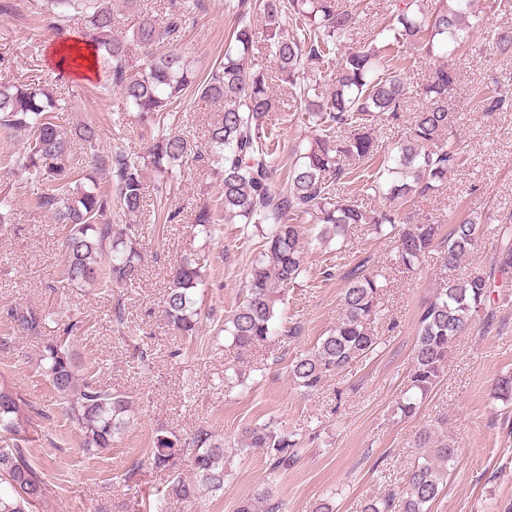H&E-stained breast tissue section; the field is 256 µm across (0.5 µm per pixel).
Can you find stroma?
I'll return each instance as SVG.
<instances>
[{
  "label": "stroma",
  "mask_w": 512,
  "mask_h": 512,
  "mask_svg": "<svg viewBox=\"0 0 512 512\" xmlns=\"http://www.w3.org/2000/svg\"><path fill=\"white\" fill-rule=\"evenodd\" d=\"M14 2L16 13L0 16V82L26 73L32 47L49 46L52 40L32 0ZM225 3L203 0L197 23L181 40L198 76L224 55L233 24ZM454 66L463 93L455 102L452 131L466 141L468 152L447 186L418 203L417 218L445 223L463 209L480 217L485 234L480 249L465 261L471 267L489 261L491 231L512 213V110L473 111L465 92L493 80L512 87V57L490 49L467 51L455 57ZM60 91L68 101L64 122H93L101 149L118 145L139 154L153 135L152 127L123 111L118 93L103 88L99 79L71 77ZM212 113L209 103L190 95L177 108L173 126L201 146ZM1 190L12 198L14 217L0 235V303L50 310L49 337L56 335L58 321L79 317L88 330L73 337L71 346L85 365L96 367L103 385L132 401L130 422L112 451L88 459L36 366L40 340L19 336L10 349L0 348V376L35 409L32 459L53 491L51 512H185L183 503L164 491L172 472L187 473L186 462L171 472L160 470L149 464L147 453L156 431L184 439L201 426L223 441L226 476L223 490L200 494V512H236L239 502L266 489L282 512H315L325 502L332 512H358L362 501L403 486L417 454L416 435L436 427L447 435L455 456L429 512H507L512 507V403L493 396L497 379L512 375V304L501 308L499 322L488 327L475 321L457 338L441 381L413 418L393 411L410 365L418 309L444 275L438 253L407 268L394 243L366 226L343 248L333 241L311 244L306 271L279 304L276 321L283 328L302 320L304 336L284 357L271 342L243 354L231 336L209 326L193 341L177 336L164 314L169 269L180 256H206L200 311L225 318L242 301L245 272L260 251L257 228L237 219L219 224L213 239L198 235L194 219L200 205L220 193L207 164L189 162L175 171L166 202L148 193L137 222L140 278L124 288L68 285L58 225L32 213L20 175L0 162ZM366 257L388 277L384 317L376 327L379 345L318 393L304 394L289 376L292 357L335 326L343 275ZM329 267L334 270L330 279L324 276ZM118 303L125 313L122 332L112 319ZM272 419L315 437L273 482L264 458L242 448L245 428ZM136 463L141 466L137 482L124 483L122 474Z\"/></svg>",
  "instance_id": "35a3bbf8"
}]
</instances>
